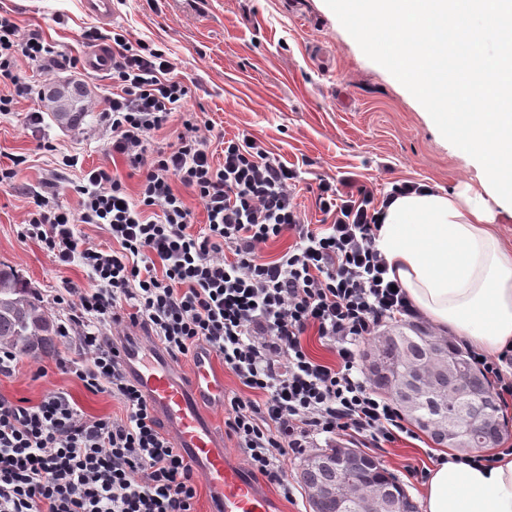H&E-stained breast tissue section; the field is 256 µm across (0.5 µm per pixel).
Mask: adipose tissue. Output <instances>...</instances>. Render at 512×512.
I'll return each mask as SVG.
<instances>
[{
    "instance_id": "ef3b65f1",
    "label": "adipose tissue",
    "mask_w": 512,
    "mask_h": 512,
    "mask_svg": "<svg viewBox=\"0 0 512 512\" xmlns=\"http://www.w3.org/2000/svg\"><path fill=\"white\" fill-rule=\"evenodd\" d=\"M376 247L421 316L487 356L512 347V251L489 226L483 197H397ZM420 502L422 512H512V455L475 463L467 454H440Z\"/></svg>"
}]
</instances>
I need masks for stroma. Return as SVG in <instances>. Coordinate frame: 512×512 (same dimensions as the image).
<instances>
[{
  "instance_id": "1",
  "label": "stroma",
  "mask_w": 512,
  "mask_h": 512,
  "mask_svg": "<svg viewBox=\"0 0 512 512\" xmlns=\"http://www.w3.org/2000/svg\"><path fill=\"white\" fill-rule=\"evenodd\" d=\"M0 8L14 10L22 27L40 26L65 56L85 55V31L107 35L116 24L131 40L161 46L177 59L192 90L189 109L210 119L215 133L248 131L295 165L297 201L310 223L323 218L311 192L322 179L345 177L352 186L384 191L398 180L426 182L441 193L484 191L480 165L444 139L410 92L365 56L325 0H123L109 25L87 16L81 0H0ZM21 70L66 93L81 86L86 114L73 127L48 103L22 99L15 112L0 118V161L13 155L27 159L20 183L50 203L77 208L69 184L78 171L60 164L62 155L75 154L83 168L111 167L136 189L137 178L129 176L122 159L109 156L98 131L97 109L112 91L105 73L62 67L43 76L26 64ZM37 109L45 116L33 128L27 115ZM43 139L55 151L39 150ZM28 206L19 190L0 187V263L17 270L42 302L69 284L89 287L81 266L60 265L36 242L18 237ZM58 387L89 415L124 413L111 395L89 392L62 373L51 356L23 358L18 373L0 375V394L30 405ZM439 451L418 430L375 455L416 500L421 482L415 474L430 467Z\"/></svg>"
}]
</instances>
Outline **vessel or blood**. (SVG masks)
<instances>
[{"label": "vessel or blood", "mask_w": 512, "mask_h": 512, "mask_svg": "<svg viewBox=\"0 0 512 512\" xmlns=\"http://www.w3.org/2000/svg\"><path fill=\"white\" fill-rule=\"evenodd\" d=\"M120 359L176 447L203 476L211 512H281L280 502L231 458L222 431L204 409L224 400V379L213 365L212 351H199L192 374L185 376L139 329L121 347Z\"/></svg>", "instance_id": "vessel-or-blood-1"}]
</instances>
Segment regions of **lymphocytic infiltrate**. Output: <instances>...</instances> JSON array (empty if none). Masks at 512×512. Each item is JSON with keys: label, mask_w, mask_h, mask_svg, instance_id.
<instances>
[{"label": "lymphocytic infiltrate", "mask_w": 512, "mask_h": 512, "mask_svg": "<svg viewBox=\"0 0 512 512\" xmlns=\"http://www.w3.org/2000/svg\"><path fill=\"white\" fill-rule=\"evenodd\" d=\"M111 41L112 93L100 127L138 190L108 167L84 170L71 184L77 210L48 206L31 191L18 235L92 280L52 297L63 347L56 364L119 400L125 414L86 415L61 388L34 405L0 395V512H196L191 462L118 359L113 332L127 322L148 328L174 360L203 348L222 357L246 389L224 400L226 433L250 470L291 499L288 454L339 435L380 448L406 430L402 411L368 380L358 345L387 321L419 316L404 288H393L375 241L384 209L425 186L403 180L383 195L364 185L343 193L323 179L316 201L327 221L306 224L293 192L296 168L248 133L214 151L185 113L191 89L166 51L131 41L120 27ZM60 60L39 29L0 11V116L44 94L21 77V63L46 70ZM178 114L175 142L155 145V133ZM191 196L207 215L197 232ZM81 224L100 225L108 244L87 243ZM287 235L292 244L265 259L264 247ZM311 330L334 348L335 363L309 354L302 338ZM469 356L498 400L511 399L512 350Z\"/></svg>", "instance_id": "obj_1"}]
</instances>
